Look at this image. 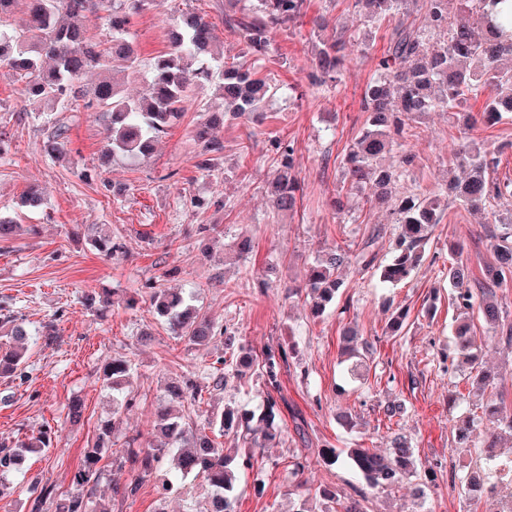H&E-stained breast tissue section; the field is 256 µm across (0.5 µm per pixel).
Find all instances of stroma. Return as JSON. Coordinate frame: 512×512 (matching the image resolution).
<instances>
[{
	"label": "stroma",
	"mask_w": 512,
	"mask_h": 512,
	"mask_svg": "<svg viewBox=\"0 0 512 512\" xmlns=\"http://www.w3.org/2000/svg\"><path fill=\"white\" fill-rule=\"evenodd\" d=\"M225 0H154L132 18L131 31L139 53L138 72L126 85L128 95L144 88L154 57L166 52L170 18L185 10L211 21L222 53H237L240 40L224 27ZM309 15L322 14L339 22L346 36V72L335 86H314L310 24L291 25L272 37L264 59L255 62L261 74L275 78L280 90L259 122L230 120L216 137L224 153L211 169H203L200 148L191 136L207 113L223 109L212 86L196 90L185 114L164 135L155 153L145 160L109 156L108 118L87 109H63L56 118L68 129L62 154L49 156L48 126L25 97L21 83L0 74V134L9 142L0 158V213L20 215L18 236L0 242V314L12 312L33 328L51 326L53 339L30 342L26 375L0 378V442L14 443L35 435L41 425L54 431L52 448L29 453L23 469L11 477L14 495L0 499V512H32L26 491L32 479L53 486L57 496L73 489V476L84 451L91 447L104 421L115 420V450L126 454L130 445L159 446L154 435L158 405L165 400L169 380L197 374L203 388L195 405L183 407L199 426L225 405L259 411L265 388L259 370L231 380L220 390L204 370L224 355L223 338L208 345L187 344L173 336L156 317L141 286L154 281L181 289L217 324L238 329L254 352L296 343L298 352L284 369L276 398L281 410V435L263 449L255 468L265 483L255 494L252 475L241 479L237 512H292L311 500L316 512H336L332 501L309 499L317 487L350 492L360 477L349 467L324 462L320 451L357 442L384 450L392 433L411 437L421 459L436 463L435 485L421 502L411 497V484L368 494L367 512H467L458 481L463 467L474 461L491 423L482 416L488 399L500 401L512 414V346L502 342L480 318L471 324L482 340L480 358L485 369L505 375L503 385L482 396L464 368L442 370V355L452 350L451 325L457 316L448 303L430 307L433 289H447L441 270L450 263V247L463 244V258L471 275L482 279L493 253L480 237L488 223L485 214L459 208L446 193L451 176L461 170L456 146L470 139L501 147L500 161L491 176L512 184V114L493 125L468 127L463 116L432 112L416 122V137L408 142L415 163L399 191L424 197L440 196L442 219L432 232L431 251L440 260L424 262L415 276L397 287H384L374 272L354 269L344 274L339 301L323 316L309 313L303 296L294 295L312 259L339 245L359 243L370 230L382 228L374 246L377 262L391 256L395 229L388 209L373 208L364 194L354 193L335 212L332 201L342 184V159L367 125L362 105L366 86L377 74L394 24L385 20L365 25L354 14L351 0H310ZM290 142L304 193L292 215L273 219L263 186L279 157L270 137ZM121 183L128 194L112 199L106 186ZM43 193L40 210L20 212L18 203L28 186ZM199 207H192V200ZM203 224L224 231L218 244L203 250ZM242 235L253 237L248 258L228 253L227 246ZM108 237L122 246L107 257L92 241ZM109 292L112 304L87 308V293ZM409 309L408 325L398 336L384 333L385 300ZM358 325L374 338L369 368L361 378L347 374L340 337L345 326ZM152 340L137 344L141 331ZM128 355L134 366L123 391L136 404L120 418L112 416V390L103 382V368L112 358ZM84 404L80 424L66 418L72 399ZM404 401L403 416L389 418L384 407ZM352 414L356 426L346 430L336 416ZM471 421L469 442H459L455 427ZM307 468L302 479L291 475L298 457ZM102 473L92 486L99 512H200L204 483L192 476L175 482L167 496H159L155 477L145 478L136 498L124 501L115 487L125 485L137 466L123 467L102 460Z\"/></svg>",
	"instance_id": "obj_1"
}]
</instances>
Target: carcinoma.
Instances as JSON below:
<instances>
[{"label":"carcinoma","mask_w":512,"mask_h":512,"mask_svg":"<svg viewBox=\"0 0 512 512\" xmlns=\"http://www.w3.org/2000/svg\"><path fill=\"white\" fill-rule=\"evenodd\" d=\"M19 0H0V67L23 83L26 94L53 108L61 103L86 97L82 86L85 73L101 69L136 72L139 57L131 39V16L147 9L153 0H25L24 17L15 20ZM507 0H423L428 26L415 28L405 23L417 2L415 0H352L354 12L365 22L387 17L398 19L390 45L380 58L376 78L366 87L363 109L368 112L367 127L356 139L344 158V176L348 189L361 191L368 187L372 206L387 205L395 215L396 236L391 257L384 265H376L371 251L382 229L376 228L361 246L336 247V251L319 256L309 267L296 293H305L310 312L318 317L331 305L342 288L343 269L354 266L360 271L377 269L383 283L398 285L410 279L426 257L433 226L440 223L441 201L421 198L417 194L399 196L397 182L406 177L414 156L403 150L409 137L415 136L412 122L426 112L459 113L468 103L484 97L482 111L466 113L467 119L494 124L503 114L512 113V37L500 35V22H512V16L498 17L494 6ZM97 11L112 30V41L104 45L88 35L86 19ZM307 0H244L232 13L224 14V25L235 32L243 43L241 53L260 59L265 55L270 34L278 27L296 22L306 15ZM214 27L197 13L182 15L170 31V48L154 58L152 77L137 98L123 95L120 84L112 76L101 79L92 90L94 107L109 118V151L130 159L147 158L156 142L181 119L184 103L198 86L214 79ZM345 35L340 31L333 38H319L314 57L311 83L323 86L335 83L345 70ZM218 85L224 99V112L234 119L248 118L261 111L276 93V83L245 66L236 55L224 57ZM52 125L47 152H61L66 146L68 128L45 113ZM195 139L208 165H215L224 151V143L214 137L209 125L195 130ZM280 155V166L269 176L265 193L277 216L293 211L298 202L300 182L294 173V148L280 138L271 140ZM395 148L402 150L399 167L381 164L384 154ZM501 147L476 144L460 145L456 158L466 172L464 182L452 185L454 200L463 209L482 210L491 216L494 228L489 231L490 246L496 262L487 266L484 282L474 288L467 264L462 259L464 245L454 250L456 258L446 269L449 300L463 319L454 329L453 355L441 359L443 369L449 365L466 367L472 382L482 392L497 385V377L482 366L477 336L469 322L470 314L478 312L488 328L505 332L504 339L512 345V324L504 323L497 290L512 286V205L504 203L509 185H501L489 177L498 165ZM153 312L164 319L174 335L190 344H202L212 337H224V373L213 374L214 386L222 387L231 379H239L259 368L269 391L266 404L256 415L234 406L211 416L209 427L218 428L226 436L239 437L247 446L234 454L212 440L206 428L196 427L173 413L172 404L192 403L198 396L196 380L187 376L167 385V401L157 409L161 434L169 444L181 449L177 468L183 474L203 479L208 507L203 512H237L236 484L239 475L254 470L255 450L276 439L280 417L279 405L272 392L280 389L282 368L288 364L289 353L283 348L268 349L257 355L243 343L238 331L219 327L197 313L177 293L155 283L143 285ZM385 333L400 335L409 318V310L388 306ZM14 346L0 350V378L11 377L25 364L24 341L29 332L24 322H7ZM344 353L353 359L348 373L355 378L364 367V352L369 343L353 330L344 333ZM133 368L128 356L112 358L103 369V380L117 389L123 377ZM484 416L496 426V432L484 442L479 463L463 476L464 490L473 505L472 512H491L488 500L475 489L477 482L495 483L501 469L495 455L497 439L512 436V414L505 415L493 400L483 408ZM258 420L261 436L251 426ZM111 426L105 421L99 428L93 446L84 452L81 468L75 474V488L56 500L54 512H94L90 492L85 487L98 480L99 463L112 449ZM53 444L51 431L43 428L38 436L15 445L0 444V499L11 494L8 476L25 460L26 453ZM322 458L332 464L345 462L361 474L368 486L388 490L407 477L434 480V465L422 463L411 440L396 435L390 451L378 454L368 448L333 447L321 450ZM164 449L149 448L143 455H134L140 463L138 474L114 493L123 498L134 496L141 481L161 471ZM315 494L323 500L339 501L340 512H365L364 492L356 489L347 498L328 488L318 487Z\"/></svg>","instance_id":"obj_1"}]
</instances>
